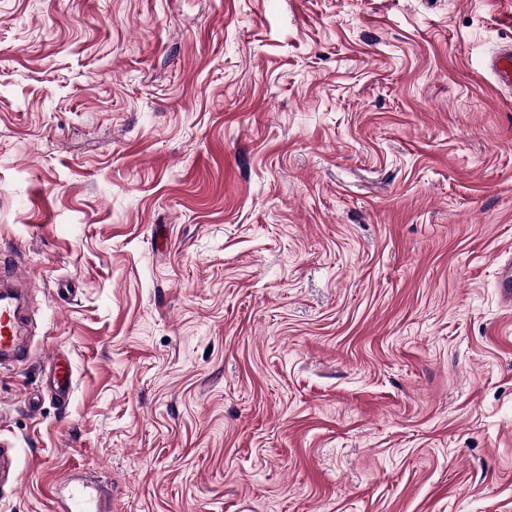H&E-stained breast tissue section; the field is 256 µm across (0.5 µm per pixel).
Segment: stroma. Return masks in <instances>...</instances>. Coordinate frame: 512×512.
<instances>
[{"mask_svg":"<svg viewBox=\"0 0 512 512\" xmlns=\"http://www.w3.org/2000/svg\"><path fill=\"white\" fill-rule=\"evenodd\" d=\"M508 43L512 0H0V512L70 471L112 512H512ZM489 72L495 77L497 83L508 88L512 87V46L497 52L489 61ZM25 266L0 262V368L19 370L30 360L31 349L22 330L21 309L17 296L2 288L4 281H22L28 277ZM52 363L56 364L58 371L54 380V396L58 400H67L73 392V371L67 363H62L58 353H53L50 357Z\"/></svg>","mask_w":512,"mask_h":512,"instance_id":"stroma-1","label":"stroma"}]
</instances>
